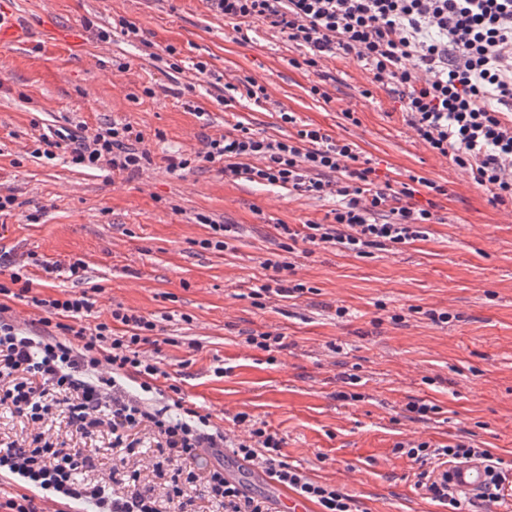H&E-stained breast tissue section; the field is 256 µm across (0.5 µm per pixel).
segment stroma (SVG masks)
<instances>
[{
	"mask_svg": "<svg viewBox=\"0 0 512 512\" xmlns=\"http://www.w3.org/2000/svg\"><path fill=\"white\" fill-rule=\"evenodd\" d=\"M12 5L37 31L29 47L0 44V190L25 202L0 220V255L86 263L77 283L33 270L42 295L92 292L89 327L118 303L156 320L165 340L155 358L187 406L226 430L239 412L264 421L284 438L290 465L342 488L358 512H448L416 489V466L395 451L402 442L464 440L512 467V204H491L468 172L425 146L360 61L339 53L314 70L295 67L300 52L285 38L261 25L241 36L207 0ZM119 17L137 23L139 39L112 33ZM102 30L111 39L100 40ZM168 45L175 56L163 55ZM199 61L207 73L195 70ZM248 78L268 100L225 101L226 86ZM284 111L355 143L380 180L415 174L448 193L415 194L437 221L402 247L359 256L298 243L288 278L304 293L261 308L250 290L265 281L261 263L279 249V225L327 223L335 197L228 181L216 165L172 173L168 160L239 123L267 137L292 134ZM115 119L144 133L152 163L139 176L32 155L48 130L80 124L89 135ZM199 213L236 225L230 250L198 247L210 233ZM434 312L447 322H433ZM267 331L286 336L287 348L247 344ZM340 391L352 400H337ZM412 400L438 410L408 418Z\"/></svg>",
	"mask_w": 512,
	"mask_h": 512,
	"instance_id": "stroma-1",
	"label": "stroma"
}]
</instances>
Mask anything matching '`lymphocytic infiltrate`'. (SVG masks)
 Listing matches in <instances>:
<instances>
[{
    "mask_svg": "<svg viewBox=\"0 0 512 512\" xmlns=\"http://www.w3.org/2000/svg\"><path fill=\"white\" fill-rule=\"evenodd\" d=\"M234 30L254 24L274 30L301 54V63L318 67L327 55L355 56L370 72V82L395 92L407 124L435 154L471 172L495 204L512 203V0H209ZM295 134L270 138L243 125L218 138H207L193 158H170L173 172L192 164H221L225 179L241 178L302 192L335 196L331 222L294 228L284 224L285 242L265 259L268 283L253 288L254 300L289 299L302 284L289 283L288 259L295 241L332 245L357 254L366 249L395 248L425 237L434 223L432 209L418 206L417 186L446 195L444 185L409 175L399 188L379 184L370 160L361 159L354 143L335 139L319 127L298 124L294 113L281 112ZM144 135L130 122L116 120L93 137L81 130L40 135L35 155L55 159L69 153L74 164L136 176L151 157ZM46 278L80 279L82 260L65 264L30 254L28 264L0 257V409L29 427L25 436L0 442V481L21 488L8 498L6 512H44V503L68 508L90 504L96 512H196L197 497L222 512H273L267 499L252 496L224 477L223 462L197 473V461L209 450L225 448L233 457L255 464L279 484L318 505L319 512H355L351 495L335 485L304 475L285 459V441L264 422L239 413L240 438L213 426L209 415L186 407L179 386H172L173 406L156 408L145 393L156 389L162 371L145 347L158 330L140 311L115 305L111 319L84 326L94 303L88 293L60 297L35 295L30 268ZM27 297L39 315L28 327L14 320L5 297ZM140 382L133 393L124 378ZM64 415L72 433L107 434L118 449L109 475L88 480L95 457L84 448L53 440L46 422ZM155 444L152 470L158 489L143 488L139 469L141 431ZM418 467L416 485L448 512H470L475 503L501 502L512 483L489 449L458 441L435 447L429 442L400 446ZM488 462L492 484L481 500L456 493L436 473L451 463Z\"/></svg>",
    "mask_w": 512,
    "mask_h": 512,
    "instance_id": "obj_1",
    "label": "lymphocytic infiltrate"
}]
</instances>
